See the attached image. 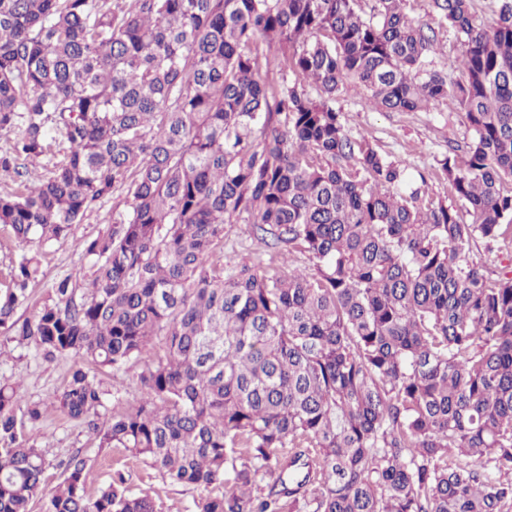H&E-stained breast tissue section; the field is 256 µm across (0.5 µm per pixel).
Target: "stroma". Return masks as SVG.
Returning <instances> with one entry per match:
<instances>
[{
    "label": "stroma",
    "instance_id": "35a3bbf8",
    "mask_svg": "<svg viewBox=\"0 0 512 512\" xmlns=\"http://www.w3.org/2000/svg\"><path fill=\"white\" fill-rule=\"evenodd\" d=\"M336 107L345 118V130L355 139H367L391 159L409 167L410 187H424L427 196L454 203L447 177L440 162L452 153L462 152L471 138L465 116L456 102L443 100L422 112H384L373 107L365 90L357 84L346 85L336 98ZM112 215L111 203L88 213L75 236L56 242L41 256L45 281L71 275L82 281L88 260L80 245L81 238L96 234ZM266 246L248 224H229L224 230V263L234 266L265 257ZM72 364L60 358L48 363L27 348L13 343L0 344V377L21 383L23 401L51 402L59 391ZM42 443L53 465L46 473V489H53L62 479L64 465L73 454L87 460V490L96 492L115 473H123L134 493L155 492L161 512H197L205 497L203 489L162 481L151 469L127 453L115 449H98L97 441L85 425L49 412L41 427Z\"/></svg>",
    "mask_w": 512,
    "mask_h": 512
}]
</instances>
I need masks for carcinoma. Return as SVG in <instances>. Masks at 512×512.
<instances>
[{"mask_svg":"<svg viewBox=\"0 0 512 512\" xmlns=\"http://www.w3.org/2000/svg\"><path fill=\"white\" fill-rule=\"evenodd\" d=\"M373 2L0 0V136L18 132L0 230L22 250L0 337L74 358L52 406L211 490L200 512H512V269L470 256L512 247V0L488 24L431 0L462 45L456 83L429 68L438 27ZM350 80L386 112L458 103V204L348 136ZM110 198L83 282L16 316L42 248ZM227 224L254 225L268 258L224 268ZM284 248L308 266L279 269ZM47 412L0 377V512L43 498ZM86 466L70 458L45 512H159L121 476L88 493Z\"/></svg>","mask_w":512,"mask_h":512,"instance_id":"1","label":"carcinoma"}]
</instances>
